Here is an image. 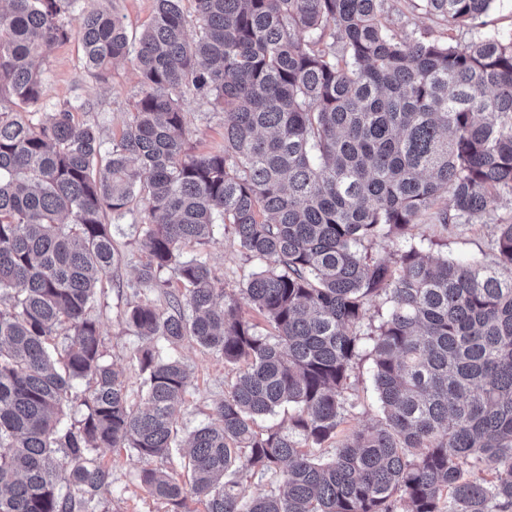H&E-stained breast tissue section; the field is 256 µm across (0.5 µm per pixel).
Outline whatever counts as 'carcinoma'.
Returning a JSON list of instances; mask_svg holds the SVG:
<instances>
[{"instance_id":"carcinoma-1","label":"carcinoma","mask_w":512,"mask_h":512,"mask_svg":"<svg viewBox=\"0 0 512 512\" xmlns=\"http://www.w3.org/2000/svg\"><path fill=\"white\" fill-rule=\"evenodd\" d=\"M0 7V512H96L112 495L99 448L171 457L186 366L145 347V407L104 359L90 315L99 279L120 262L106 214L143 202L138 281L182 296L168 310L135 304L125 323L146 342L185 339L242 365L190 434L188 482L144 468L138 482L191 512H512V277L476 262H433L410 246L398 267L366 243L427 218L469 222L512 195V32L463 47L398 38L384 0H192L202 35L187 37L183 0H155L131 49L122 20L97 4L73 32L75 0ZM448 27L477 25L494 0H421ZM78 35L84 68L104 79L133 55L135 112L103 151L70 103L48 121L35 59ZM212 98L224 144L185 146L182 89ZM262 264L237 293L216 287L203 244L217 218ZM512 269V224L496 239ZM389 304L376 333L365 305ZM250 306L273 329L243 315ZM369 346L381 419L336 438L347 380ZM86 382L88 388L78 389ZM288 405L287 426L257 420ZM83 407L68 423L64 410ZM487 467L491 479L471 470ZM278 476L249 495L244 479ZM73 488L68 495L60 488Z\"/></svg>"}]
</instances>
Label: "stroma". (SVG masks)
Wrapping results in <instances>:
<instances>
[{"mask_svg":"<svg viewBox=\"0 0 512 512\" xmlns=\"http://www.w3.org/2000/svg\"><path fill=\"white\" fill-rule=\"evenodd\" d=\"M417 0H389L384 19L392 32L401 38L426 34L464 46L477 40L484 31H512V0H494L481 26L447 28L442 22L416 7ZM122 19L130 41H138L152 21L155 0H104ZM42 74L43 94L40 109L20 108L22 118L39 123L47 121L57 106L77 104L75 114L80 123L94 127L104 146H111L125 129L142 90L141 76L128 60L114 62L107 79L101 80L83 68L82 45L78 39L53 47L36 61ZM183 121L186 146L190 154L199 155L224 142V118L215 112L208 99L192 89L183 94ZM139 209L109 217L112 240L122 254L121 265L99 283L95 294L94 316L99 320L102 349L107 362L122 370L128 400L138 405L145 395L144 376L134 367L132 357L144 342L124 321L128 307L147 303L167 308L169 293H181L183 285L173 270H163L170 282L169 293L138 286L137 273L144 260L141 238L144 226ZM512 223V195L504 196L495 209L482 219L444 226L428 221L408 226L399 240L378 238L369 242L367 252L376 260L391 259L400 246L414 245L433 259L476 260L484 264L496 260L495 240L498 227ZM185 255L204 258L226 292L239 291L250 275L260 270V263L244 250L231 225L216 222L212 239L194 244ZM160 358L179 359L188 369L191 383L183 396L182 412L177 425V441L185 443L189 434L211 420L212 407L224 396V390L237 372L236 366L202 348L196 342L171 345L156 340ZM347 394L356 402L348 410L339 431L348 434L376 422L379 403L372 382V359L362 355L355 363L348 381ZM97 456L112 469V495L104 504L106 512H167L161 501L150 496L137 482L145 467L161 468L185 477L183 458H141L129 448H101Z\"/></svg>","mask_w":512,"mask_h":512,"instance_id":"stroma-1","label":"stroma"}]
</instances>
